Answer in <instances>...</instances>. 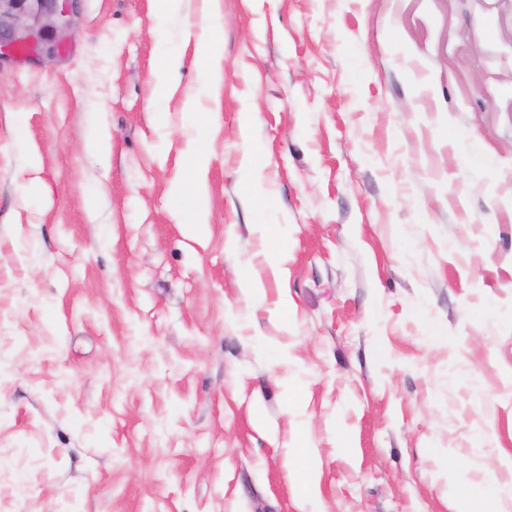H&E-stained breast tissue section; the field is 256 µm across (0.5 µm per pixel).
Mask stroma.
<instances>
[{"instance_id":"obj_1","label":"stroma","mask_w":512,"mask_h":512,"mask_svg":"<svg viewBox=\"0 0 512 512\" xmlns=\"http://www.w3.org/2000/svg\"><path fill=\"white\" fill-rule=\"evenodd\" d=\"M75 6L0 62V512H498L512 0Z\"/></svg>"}]
</instances>
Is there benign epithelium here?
Segmentation results:
<instances>
[{
	"mask_svg": "<svg viewBox=\"0 0 512 512\" xmlns=\"http://www.w3.org/2000/svg\"><path fill=\"white\" fill-rule=\"evenodd\" d=\"M76 24L73 0H0V60L33 53L49 31L64 43Z\"/></svg>",
	"mask_w": 512,
	"mask_h": 512,
	"instance_id": "7a95c632",
	"label": "benign epithelium"
}]
</instances>
